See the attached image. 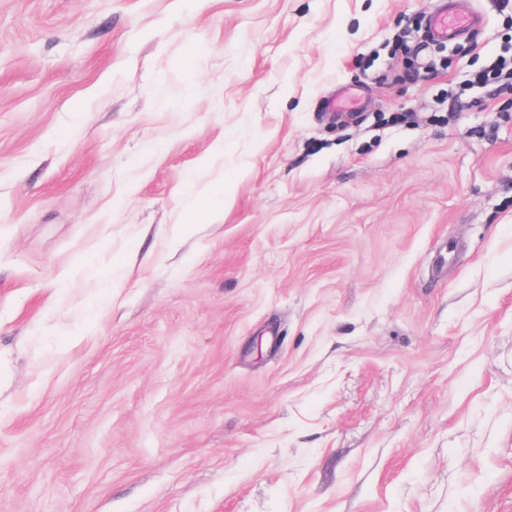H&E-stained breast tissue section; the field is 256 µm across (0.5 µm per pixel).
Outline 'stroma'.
<instances>
[{"label": "stroma", "mask_w": 512, "mask_h": 512, "mask_svg": "<svg viewBox=\"0 0 512 512\" xmlns=\"http://www.w3.org/2000/svg\"><path fill=\"white\" fill-rule=\"evenodd\" d=\"M435 2L0 0V512H512V5ZM440 2L443 5L430 16V38L450 39L478 24V15L459 11L452 3L453 0ZM211 201L209 198H196L181 209V221L176 225L175 233H180L195 224H204L211 214Z\"/></svg>", "instance_id": "obj_1"}]
</instances>
